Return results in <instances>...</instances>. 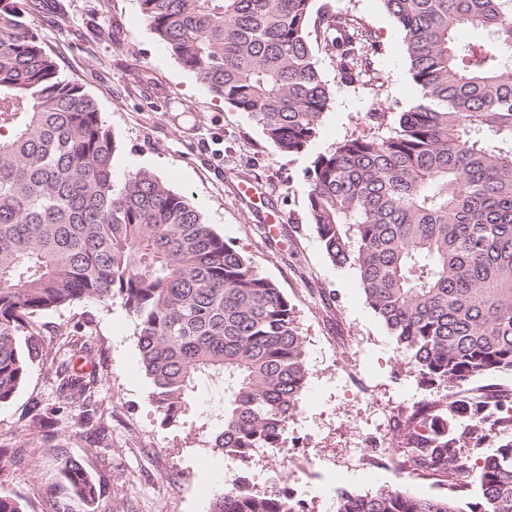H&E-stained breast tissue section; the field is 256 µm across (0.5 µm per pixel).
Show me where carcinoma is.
<instances>
[{"label": "carcinoma", "instance_id": "obj_1", "mask_svg": "<svg viewBox=\"0 0 512 512\" xmlns=\"http://www.w3.org/2000/svg\"><path fill=\"white\" fill-rule=\"evenodd\" d=\"M316 0H140L154 35L282 153L304 152L333 88L313 44L353 84L379 46L362 19ZM403 34L413 104L386 132L351 135L308 170V212L331 263L356 270L396 349L449 388L512 373V0H381ZM479 28L481 39L468 32ZM111 130L65 78L22 0H0V403L29 367L63 375L87 408L93 380L40 339L41 315L121 299L167 423L224 384L211 448L230 466L287 447L309 368L288 296L146 170L114 179ZM512 390L430 393L399 425L394 464L444 478L449 494L336 493L335 512H512V436L480 459L473 434L512 431ZM478 498L467 500L469 487ZM55 512L98 497L82 463L48 489ZM210 512H300L236 479Z\"/></svg>", "mask_w": 512, "mask_h": 512}]
</instances>
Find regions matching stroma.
I'll return each instance as SVG.
<instances>
[{
	"label": "stroma",
	"instance_id": "obj_1",
	"mask_svg": "<svg viewBox=\"0 0 512 512\" xmlns=\"http://www.w3.org/2000/svg\"><path fill=\"white\" fill-rule=\"evenodd\" d=\"M371 29L381 50L369 66L387 85L381 98L340 82L323 59L334 101L306 152H279L244 112L215 98L151 31L139 0H24L44 47L62 74L95 100L118 148L116 177L154 173L197 206L213 230L287 294L305 339L309 377L288 436L293 453L259 452L245 471L263 490L279 484L302 500L304 512H333L340 490L364 494L383 487L427 495L426 486L391 473L365 476L359 456L374 433L379 404H410L426 384L397 352L368 307L355 271L326 257L308 214L312 160L345 136L367 134L374 109L396 118L417 96L402 34L381 0H331ZM256 187L255 198L240 187ZM45 333L90 355L71 360L94 375L97 412L84 418L60 411L59 380L33 365L13 398L0 404V493L28 503L27 512H53L47 488L68 458L80 459L99 481L101 497L84 512H208L233 474L210 447L199 421L219 414L224 389L201 387L195 424L167 425L151 401L140 365L135 322L120 299L81 300L40 316ZM349 337L350 358L336 357V339Z\"/></svg>",
	"mask_w": 512,
	"mask_h": 512
}]
</instances>
